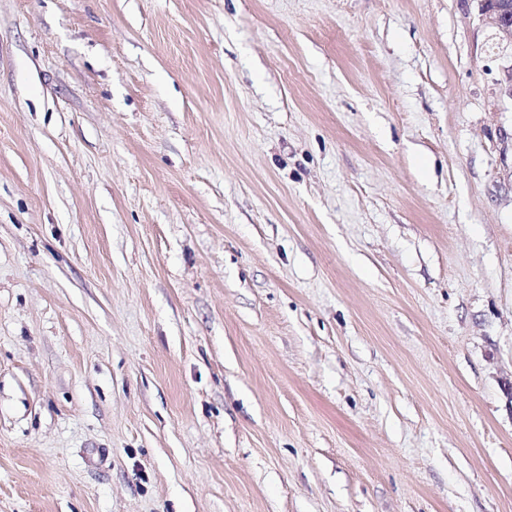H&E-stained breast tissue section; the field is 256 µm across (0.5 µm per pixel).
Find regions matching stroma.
<instances>
[{
  "mask_svg": "<svg viewBox=\"0 0 512 512\" xmlns=\"http://www.w3.org/2000/svg\"><path fill=\"white\" fill-rule=\"evenodd\" d=\"M479 0H0V512H512V52Z\"/></svg>",
  "mask_w": 512,
  "mask_h": 512,
  "instance_id": "stroma-1",
  "label": "stroma"
}]
</instances>
